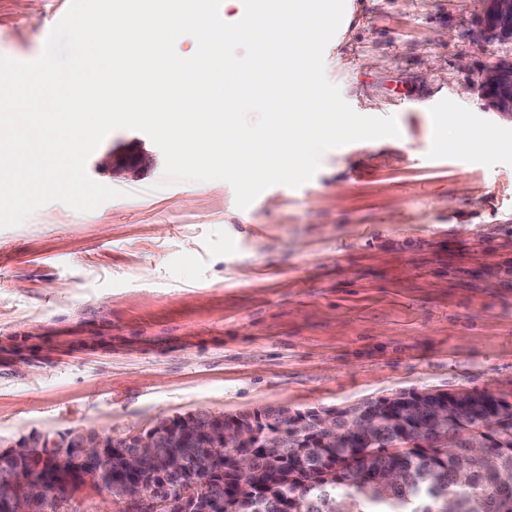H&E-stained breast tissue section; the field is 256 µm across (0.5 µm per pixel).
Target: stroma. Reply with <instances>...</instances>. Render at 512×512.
Here are the masks:
<instances>
[{"instance_id":"35a3bbf8","label":"stroma","mask_w":512,"mask_h":512,"mask_svg":"<svg viewBox=\"0 0 512 512\" xmlns=\"http://www.w3.org/2000/svg\"><path fill=\"white\" fill-rule=\"evenodd\" d=\"M70 0H0V57L36 60ZM327 78L399 137L325 153L239 209L155 162L121 198L0 228V444L132 434L195 411L334 408L399 390L512 402V117L480 72L512 58L476 0H345Z\"/></svg>"}]
</instances>
